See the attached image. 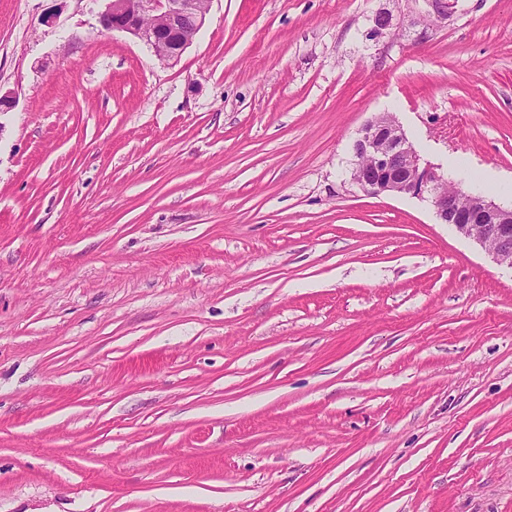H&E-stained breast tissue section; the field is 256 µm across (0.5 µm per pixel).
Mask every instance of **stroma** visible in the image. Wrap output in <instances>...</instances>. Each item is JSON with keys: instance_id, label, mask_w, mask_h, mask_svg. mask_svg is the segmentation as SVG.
I'll return each mask as SVG.
<instances>
[{"instance_id": "35a3bbf8", "label": "stroma", "mask_w": 512, "mask_h": 512, "mask_svg": "<svg viewBox=\"0 0 512 512\" xmlns=\"http://www.w3.org/2000/svg\"><path fill=\"white\" fill-rule=\"evenodd\" d=\"M106 3L0 0V512H512V268L350 181L512 205V0ZM99 22L146 43L162 64L176 63L202 28L208 4L199 0H108ZM151 20V23L147 21ZM351 181L370 196L427 199L439 223L479 244L499 264L512 268V207L449 182L424 162L393 114L375 115L354 144ZM364 158L366 163H359ZM466 198V205L461 204Z\"/></svg>"}]
</instances>
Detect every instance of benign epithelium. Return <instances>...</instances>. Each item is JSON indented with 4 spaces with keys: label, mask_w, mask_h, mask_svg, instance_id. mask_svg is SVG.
Instances as JSON below:
<instances>
[{
    "label": "benign epithelium",
    "mask_w": 512,
    "mask_h": 512,
    "mask_svg": "<svg viewBox=\"0 0 512 512\" xmlns=\"http://www.w3.org/2000/svg\"><path fill=\"white\" fill-rule=\"evenodd\" d=\"M209 0H109L99 22L146 43L163 64L176 63L202 28ZM351 181L370 196L426 199L440 223L512 268V207L468 191L422 160L393 114L375 115L354 144Z\"/></svg>",
    "instance_id": "obj_1"
}]
</instances>
